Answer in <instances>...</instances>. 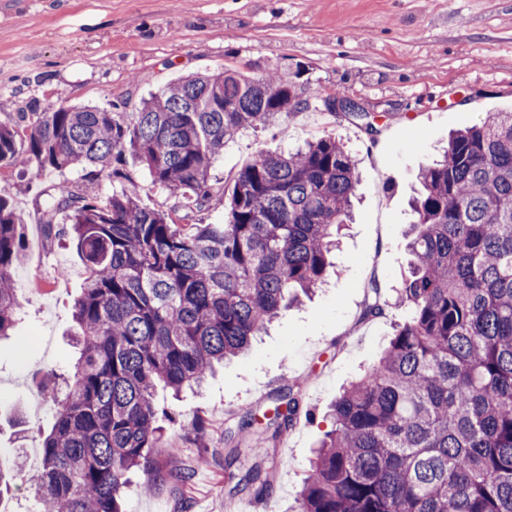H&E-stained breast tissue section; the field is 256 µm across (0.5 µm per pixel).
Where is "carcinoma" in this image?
<instances>
[{
    "label": "carcinoma",
    "instance_id": "cac0c4a2",
    "mask_svg": "<svg viewBox=\"0 0 512 512\" xmlns=\"http://www.w3.org/2000/svg\"><path fill=\"white\" fill-rule=\"evenodd\" d=\"M299 78L225 69L169 83L132 112L63 105L0 125L1 168L85 170L81 188L55 186L46 218L52 235L65 215L87 277L72 309L79 357L41 442L36 512H120L129 473L162 448L157 384L202 382L335 268L359 182L341 141L262 152L232 187L212 182L226 142L307 108ZM127 153L175 206L151 209L115 187L129 180ZM103 182L112 194L91 188ZM419 182L393 295L410 316L336 398L297 512H512V112L454 132ZM218 192L223 221L178 215ZM20 224L0 196V339L20 308ZM293 388L278 397L286 412L246 424L238 443L277 440L297 416ZM22 473L16 461L0 467V500ZM270 476L266 458L252 461L256 496Z\"/></svg>",
    "mask_w": 512,
    "mask_h": 512
}]
</instances>
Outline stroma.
<instances>
[{
  "label": "stroma",
  "mask_w": 512,
  "mask_h": 512,
  "mask_svg": "<svg viewBox=\"0 0 512 512\" xmlns=\"http://www.w3.org/2000/svg\"><path fill=\"white\" fill-rule=\"evenodd\" d=\"M227 67L302 71L308 107L229 142L212 174L232 183L261 152L332 134L359 161L356 217L338 271L312 298L284 311L251 350L217 366L202 387L158 389L162 450L132 471L123 512H295L312 450L330 429L331 403L376 363L406 309L387 305L409 260L412 189L450 132L512 112V0H0V123L59 105L118 103L168 82ZM356 99L378 133L332 116L330 95ZM81 168L0 170V194L22 219L14 272L21 302L15 338L0 342V456L39 452L54 424L50 371L72 370L71 308L87 276L67 236L48 237L44 213L60 181ZM378 290H371V283ZM302 384L299 416L263 449L273 483L263 497L236 491L255 451L227 463V431L245 412L273 414L280 390ZM193 474L181 483L180 472Z\"/></svg>",
  "instance_id": "35a3bbf8"
}]
</instances>
